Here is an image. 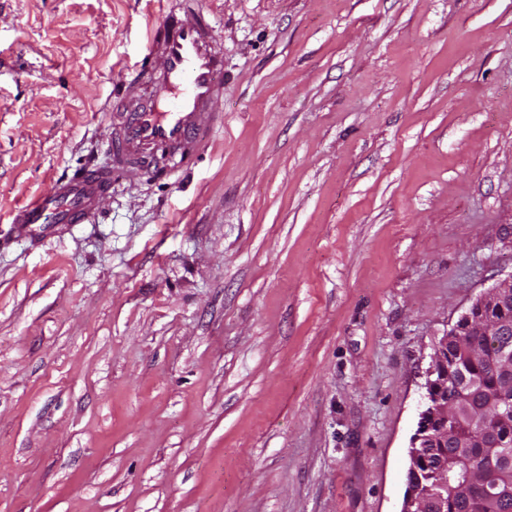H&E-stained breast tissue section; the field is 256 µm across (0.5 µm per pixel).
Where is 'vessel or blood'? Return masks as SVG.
<instances>
[{"label": "vessel or blood", "mask_w": 512, "mask_h": 512, "mask_svg": "<svg viewBox=\"0 0 512 512\" xmlns=\"http://www.w3.org/2000/svg\"><path fill=\"white\" fill-rule=\"evenodd\" d=\"M147 44L144 97L121 103L109 115L115 127L111 168L57 183L19 210V237L37 238L41 225L82 223L127 162L161 157L188 167L208 147L217 124L210 106L224 95V54L211 22L168 16L149 30Z\"/></svg>", "instance_id": "b4317fda"}]
</instances>
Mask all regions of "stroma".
<instances>
[{"instance_id":"35a3bbf8","label":"stroma","mask_w":512,"mask_h":512,"mask_svg":"<svg viewBox=\"0 0 512 512\" xmlns=\"http://www.w3.org/2000/svg\"><path fill=\"white\" fill-rule=\"evenodd\" d=\"M0 0V512H399L435 343L512 275V0ZM207 152L89 221L169 10ZM147 44L150 63L141 70L146 98L122 99L109 115L116 131L112 167L57 183L19 210L13 220L18 237L38 238L37 225L82 224L127 162L158 159L160 152V159L188 167L209 146L218 124L209 108L224 96V53L211 22L169 15L149 30Z\"/></svg>"}]
</instances>
